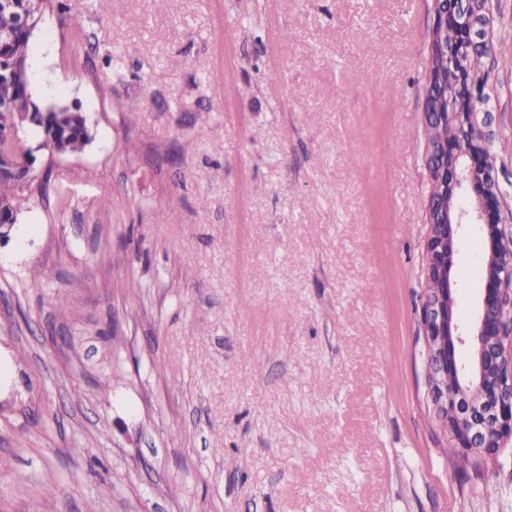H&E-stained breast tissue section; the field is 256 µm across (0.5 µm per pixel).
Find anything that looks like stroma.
Segmentation results:
<instances>
[{"label": "stroma", "mask_w": 512, "mask_h": 512, "mask_svg": "<svg viewBox=\"0 0 512 512\" xmlns=\"http://www.w3.org/2000/svg\"><path fill=\"white\" fill-rule=\"evenodd\" d=\"M433 21L432 0L43 14L29 91L80 107L90 142L38 157L0 248V512H512V441L455 469L426 391ZM485 252L467 227L465 326Z\"/></svg>", "instance_id": "1"}]
</instances>
